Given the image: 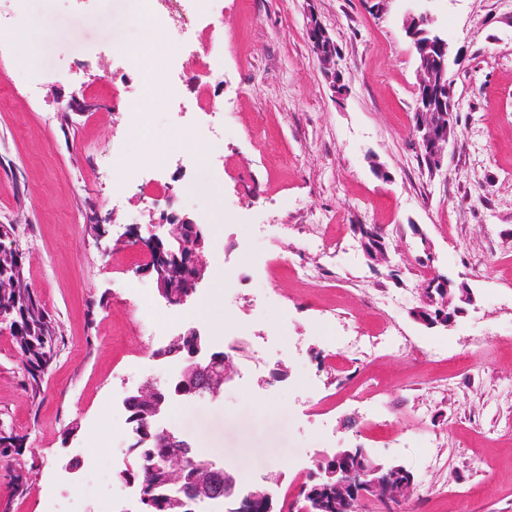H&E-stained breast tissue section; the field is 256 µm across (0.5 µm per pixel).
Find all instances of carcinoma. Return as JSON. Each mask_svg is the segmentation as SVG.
Wrapping results in <instances>:
<instances>
[{"mask_svg": "<svg viewBox=\"0 0 512 512\" xmlns=\"http://www.w3.org/2000/svg\"><path fill=\"white\" fill-rule=\"evenodd\" d=\"M14 226L0 225V317L8 319L15 347L24 357V387L31 403L41 401L44 379L56 359L62 337L56 332L53 316L28 285L23 253L15 246ZM131 424L146 427L145 451H133V463L126 477L135 480L149 495L148 512H182L168 485V474L160 467L170 449L157 444L154 433L147 428V404L134 403L128 409ZM186 476L203 481L200 467L203 457L195 447L183 448ZM0 461L13 470L12 494L26 493L35 472V457L24 455V437L8 431L0 433Z\"/></svg>", "mask_w": 512, "mask_h": 512, "instance_id": "carcinoma-1", "label": "carcinoma"}]
</instances>
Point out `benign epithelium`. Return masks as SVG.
<instances>
[{
	"label": "benign epithelium",
	"mask_w": 512,
	"mask_h": 512,
	"mask_svg": "<svg viewBox=\"0 0 512 512\" xmlns=\"http://www.w3.org/2000/svg\"><path fill=\"white\" fill-rule=\"evenodd\" d=\"M403 29L411 39L416 62L415 83V125L413 129L418 152L423 156L430 174L445 167L448 144L455 136L456 128L448 124V114L456 110L452 83L448 77L453 48L448 35L434 25V18L426 11L410 12L404 19ZM324 78L335 96L342 97L348 91L342 69L339 67V51L321 21L307 24ZM132 238L146 252L148 261L145 270L156 280L159 294L169 305L185 306L191 303L204 280L206 265L203 259L205 236L193 219L175 213H165L161 223L152 224L147 235L140 228L128 229L125 238ZM180 292L175 293L173 289ZM443 288L451 297L455 283L439 275L423 288V306L417 308L412 317L426 326L448 325L464 311V306L474 302L471 293L460 289L459 304L446 301L443 313L435 314L429 307L435 305L434 291ZM195 340L194 349L185 358L187 367L177 381H168L162 386L153 387L157 394L162 392L172 396H189L193 399H215L221 395L224 383L229 381L237 369L231 357H226L224 366L215 364V359L200 346V330L196 327L184 332ZM169 402L162 399L151 411L150 422L160 433L163 445L167 448H185L189 440L162 422V414ZM336 467V510L338 512H365V504L377 501L392 510L408 499L415 491V483H410L406 491L395 485L393 471L375 463L365 448H340L334 453ZM207 481L199 484L190 480L176 483L181 502L189 508L216 498H224L233 512H257L265 505V512H276L269 492L254 488L242 493L238 488H227L223 483L224 470L214 461L204 465Z\"/></svg>",
	"instance_id": "7a95c632"
}]
</instances>
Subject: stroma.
<instances>
[{"label": "stroma", "mask_w": 512, "mask_h": 512, "mask_svg": "<svg viewBox=\"0 0 512 512\" xmlns=\"http://www.w3.org/2000/svg\"><path fill=\"white\" fill-rule=\"evenodd\" d=\"M412 7L212 0L200 15L182 0H151L133 20L125 0H28L29 17L51 19L35 59L14 33L0 35V225L14 226L27 280L63 337L36 408L0 330V425L24 436L37 463L15 499L0 466L11 512H118L129 487L117 467L91 476L62 464H127L123 398L166 381L174 363L154 352L190 326L222 349L235 329L249 342L221 397L174 402L166 418L226 473L267 480L277 505L296 503L315 456L358 443L413 474L403 512H512V0L430 4L460 56L449 66L459 127L434 175L412 136L416 64L403 29ZM162 14L180 16L200 62L183 76L165 71V81L181 79L196 112L224 115L210 196L178 160L151 167L160 149L190 138L194 117L177 125L146 94L133 124L128 85L150 72L133 58L126 78L114 75V42L141 44ZM313 16L339 48L344 98L311 50ZM73 95L85 110H66ZM136 169L142 178L128 180ZM168 206L205 231L206 309L165 305L142 270L146 253L116 243ZM94 211L111 218L105 238L86 229ZM358 224L384 226L387 264L366 257ZM323 233L333 258L311 240ZM243 238L259 270L240 266ZM228 267L239 274L231 289ZM437 274L467 284L475 302L450 326L429 328L411 311ZM339 318L365 335L397 329L424 355L352 350L335 336ZM461 354L474 369L457 363ZM278 365L285 375L271 380ZM379 404L390 430L369 425ZM74 423L80 431L64 443ZM429 452L437 468L423 463Z\"/></svg>", "instance_id": "1"}]
</instances>
